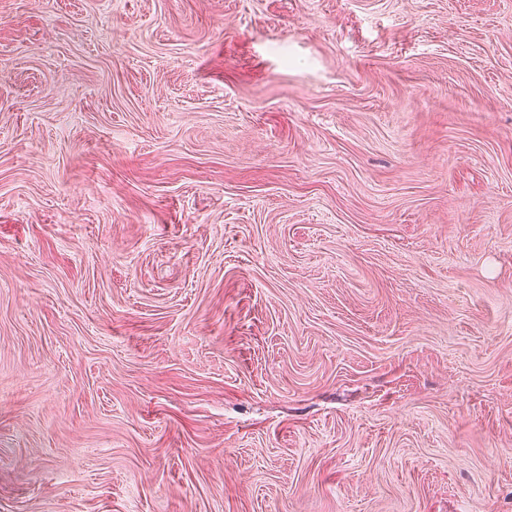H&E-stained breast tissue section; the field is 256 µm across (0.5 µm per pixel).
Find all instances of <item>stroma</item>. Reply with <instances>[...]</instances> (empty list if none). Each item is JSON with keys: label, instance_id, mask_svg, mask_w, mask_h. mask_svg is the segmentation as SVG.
Wrapping results in <instances>:
<instances>
[{"label": "stroma", "instance_id": "stroma-1", "mask_svg": "<svg viewBox=\"0 0 512 512\" xmlns=\"http://www.w3.org/2000/svg\"><path fill=\"white\" fill-rule=\"evenodd\" d=\"M0 512H512V0H0Z\"/></svg>", "mask_w": 512, "mask_h": 512}]
</instances>
